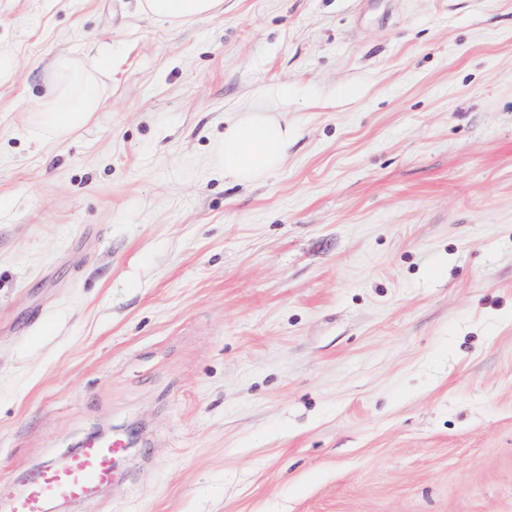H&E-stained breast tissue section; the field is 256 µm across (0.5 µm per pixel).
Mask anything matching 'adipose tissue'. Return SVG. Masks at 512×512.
I'll return each instance as SVG.
<instances>
[{
  "label": "adipose tissue",
  "mask_w": 512,
  "mask_h": 512,
  "mask_svg": "<svg viewBox=\"0 0 512 512\" xmlns=\"http://www.w3.org/2000/svg\"><path fill=\"white\" fill-rule=\"evenodd\" d=\"M135 9L154 20L180 24L223 13L224 0H135ZM111 65L108 57L86 65L68 56L58 57L47 90L31 112L34 133L64 138L85 126L102 103L98 76ZM294 137L295 129L287 119L251 108L225 128L215 161L223 167L225 178L256 185L283 167Z\"/></svg>",
  "instance_id": "ef3b65f1"
}]
</instances>
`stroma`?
Listing matches in <instances>:
<instances>
[{"label": "stroma", "mask_w": 512, "mask_h": 512, "mask_svg": "<svg viewBox=\"0 0 512 512\" xmlns=\"http://www.w3.org/2000/svg\"><path fill=\"white\" fill-rule=\"evenodd\" d=\"M0 481L134 431L59 512H512V0H0ZM93 120H28L60 54ZM294 85L282 169L215 162ZM135 10L170 24L212 18L224 12V0H131Z\"/></svg>", "instance_id": "stroma-1"}]
</instances>
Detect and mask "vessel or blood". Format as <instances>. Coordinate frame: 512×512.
<instances>
[{
  "label": "vessel or blood",
  "instance_id": "1",
  "mask_svg": "<svg viewBox=\"0 0 512 512\" xmlns=\"http://www.w3.org/2000/svg\"><path fill=\"white\" fill-rule=\"evenodd\" d=\"M126 446L117 437L86 439L68 455L65 465L51 464L32 472L22 491L5 493L0 501L7 512H51L61 502H82L115 480V463Z\"/></svg>",
  "mask_w": 512,
  "mask_h": 512
}]
</instances>
